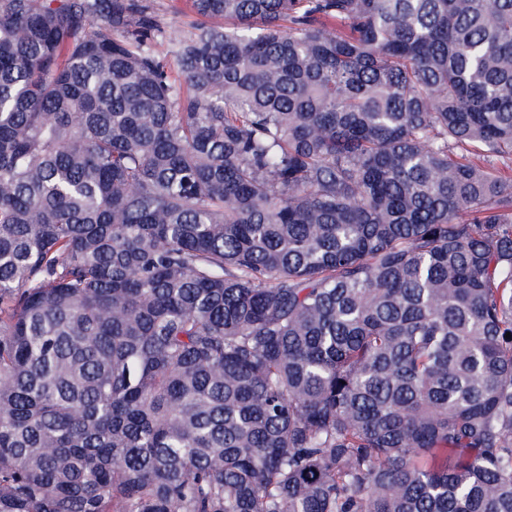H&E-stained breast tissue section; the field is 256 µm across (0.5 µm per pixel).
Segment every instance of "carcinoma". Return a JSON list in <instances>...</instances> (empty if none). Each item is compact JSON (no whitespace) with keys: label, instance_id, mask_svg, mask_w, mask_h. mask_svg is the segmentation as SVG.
Here are the masks:
<instances>
[{"label":"carcinoma","instance_id":"cac0c4a2","mask_svg":"<svg viewBox=\"0 0 512 512\" xmlns=\"http://www.w3.org/2000/svg\"><path fill=\"white\" fill-rule=\"evenodd\" d=\"M184 4L0 0V512H512V0ZM152 9L164 22L172 26L176 31L186 33L190 28L188 23L192 20L189 17L177 16L172 11L173 1L177 0H147Z\"/></svg>","mask_w":512,"mask_h":512}]
</instances>
